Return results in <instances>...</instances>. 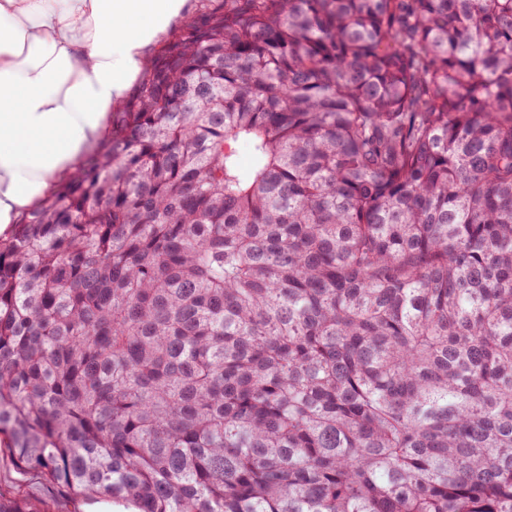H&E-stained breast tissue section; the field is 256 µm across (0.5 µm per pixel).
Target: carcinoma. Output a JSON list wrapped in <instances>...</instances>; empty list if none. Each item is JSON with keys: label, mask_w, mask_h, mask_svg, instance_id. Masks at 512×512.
Listing matches in <instances>:
<instances>
[{"label": "carcinoma", "mask_w": 512, "mask_h": 512, "mask_svg": "<svg viewBox=\"0 0 512 512\" xmlns=\"http://www.w3.org/2000/svg\"><path fill=\"white\" fill-rule=\"evenodd\" d=\"M0 436L137 512H512V0H202L0 241Z\"/></svg>", "instance_id": "1"}]
</instances>
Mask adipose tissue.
Returning <instances> with one entry per match:
<instances>
[{"label": "adipose tissue", "mask_w": 512, "mask_h": 512, "mask_svg": "<svg viewBox=\"0 0 512 512\" xmlns=\"http://www.w3.org/2000/svg\"><path fill=\"white\" fill-rule=\"evenodd\" d=\"M188 0H0V238L99 149Z\"/></svg>", "instance_id": "1"}]
</instances>
